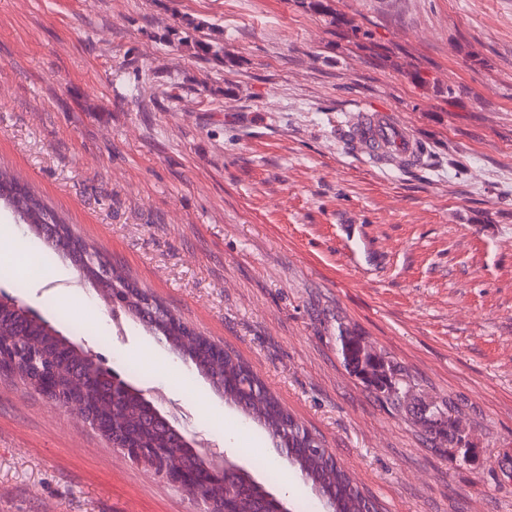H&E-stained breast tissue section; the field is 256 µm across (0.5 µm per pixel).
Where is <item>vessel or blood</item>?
<instances>
[{"mask_svg": "<svg viewBox=\"0 0 512 512\" xmlns=\"http://www.w3.org/2000/svg\"><path fill=\"white\" fill-rule=\"evenodd\" d=\"M347 140L357 152L380 165L416 166L425 154L421 143L395 125L387 113L365 107L353 114Z\"/></svg>", "mask_w": 512, "mask_h": 512, "instance_id": "obj_1", "label": "vessel or blood"}]
</instances>
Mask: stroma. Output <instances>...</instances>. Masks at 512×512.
Segmentation results:
<instances>
[{
	"mask_svg": "<svg viewBox=\"0 0 512 512\" xmlns=\"http://www.w3.org/2000/svg\"><path fill=\"white\" fill-rule=\"evenodd\" d=\"M0 0V168L197 334L249 366L382 512H512V0ZM213 24L223 59L162 39ZM426 148L345 144L353 111ZM0 292L55 321L180 430L261 479L276 450L75 259ZM69 298L65 309L52 299ZM397 363L391 405L340 331ZM469 441L431 438L416 404ZM0 512H207L83 419L0 375ZM347 140L374 163L396 168L417 166L425 154L421 143L395 125L386 112L365 107L353 113Z\"/></svg>",
	"mask_w": 512,
	"mask_h": 512,
	"instance_id": "35a3bbf8",
	"label": "stroma"
}]
</instances>
